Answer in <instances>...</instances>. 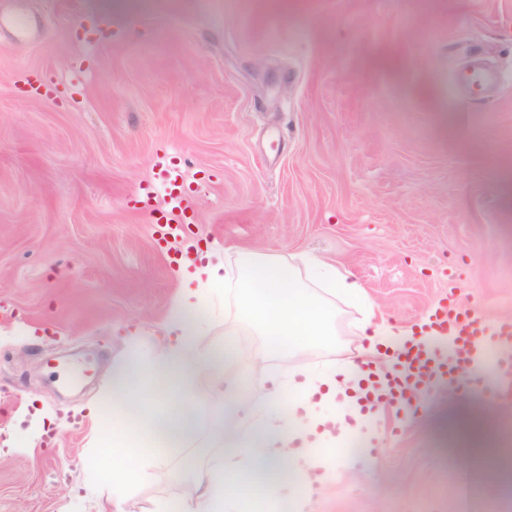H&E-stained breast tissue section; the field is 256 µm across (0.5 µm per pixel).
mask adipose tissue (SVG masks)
Returning <instances> with one entry per match:
<instances>
[{
    "label": "adipose tissue",
    "instance_id": "obj_1",
    "mask_svg": "<svg viewBox=\"0 0 512 512\" xmlns=\"http://www.w3.org/2000/svg\"><path fill=\"white\" fill-rule=\"evenodd\" d=\"M309 282H302L293 264L272 256L239 253V276L247 287L246 316L259 323L266 338V354L276 363L269 369L273 388L265 404L248 400L244 386L224 371L222 355L200 347L194 321L202 309L198 291L183 289L168 312L163 329L168 343L146 351L131 338L126 357L113 366L106 381L112 401V446L94 464L105 496L99 512H112L130 488L147 477L157 441L189 442L203 423L212 437L235 438V451L222 460L195 469L191 488L179 502L180 512H271L278 503L299 505L313 481L309 474L333 467L332 457L318 455L314 435H329L335 418L320 415L319 405L335 404L349 382L358 376L354 360L336 370L296 376L280 369L278 361L291 352L329 341L336 334L335 297L367 302L365 289L350 272L318 258L306 261ZM362 330L369 339L363 359H373L378 347L403 349L411 330L367 313ZM211 381V397L223 410L206 412L196 403L203 394L201 378ZM497 418L484 410L457 428L468 459L464 472L481 468L496 471L502 485L512 484V453L497 447Z\"/></svg>",
    "mask_w": 512,
    "mask_h": 512
}]
</instances>
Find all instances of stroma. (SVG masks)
I'll return each mask as SVG.
<instances>
[{"mask_svg":"<svg viewBox=\"0 0 512 512\" xmlns=\"http://www.w3.org/2000/svg\"><path fill=\"white\" fill-rule=\"evenodd\" d=\"M0 0V512H97L89 465L112 433L105 381L129 335L166 343L185 276L181 246L155 248L130 200L158 156L188 161L190 237L228 289L202 348L261 354L242 312L237 256L313 253L352 272L375 309L416 324L438 300L512 319V0ZM498 83L472 95L462 69ZM330 344L297 352L308 371L366 345L364 308L337 300ZM233 371L267 398L249 360ZM96 405L87 419L84 409ZM482 394L432 396L419 419L386 412L357 452L316 483L304 512H512V490L475 475L451 491L461 415ZM54 413L37 441L32 408ZM207 434L158 449L121 512L177 500L185 458ZM381 455L377 468L365 460Z\"/></svg>","mask_w":512,"mask_h":512,"instance_id":"35a3bbf8","label":"stroma"}]
</instances>
